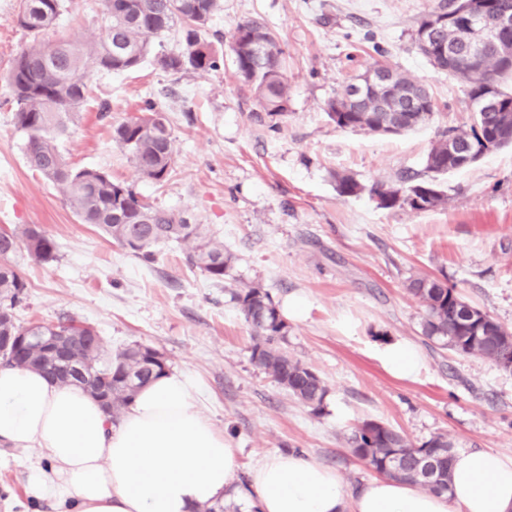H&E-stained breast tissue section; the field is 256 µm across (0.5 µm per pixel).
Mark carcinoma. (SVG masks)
<instances>
[{"label":"carcinoma","mask_w":512,"mask_h":512,"mask_svg":"<svg viewBox=\"0 0 512 512\" xmlns=\"http://www.w3.org/2000/svg\"><path fill=\"white\" fill-rule=\"evenodd\" d=\"M64 7L65 0H21L15 22L32 40L0 77L15 106V126L27 136L29 168L59 190L81 223L100 229L139 260L153 263L160 246L177 244L184 248L188 265L216 282L225 281L230 277L232 256L205 225L191 223L181 211L144 201L131 187L104 172L74 167L59 148L60 139L79 117L95 71L133 70L150 54L156 67L173 74L191 69L204 75L218 69L220 57L201 39V31L224 3L105 0L103 37L82 45L43 39V34L55 27ZM457 12V0H441L419 23ZM177 24L183 28L185 47L151 53L152 42ZM466 36L464 19L460 18L453 26L436 31L431 46L420 45L418 49L437 67L438 57L432 46L461 41ZM231 52L238 76L254 90L262 108L277 114L288 112V77L282 50L267 25L259 20L239 23L232 35ZM448 74L466 86L475 112L473 123L465 130L439 133L426 158V177L375 185L371 192L379 207L419 213L444 204L439 178L459 169L457 158L448 154L450 137L469 141L476 149L489 137L497 140V149L512 147V119L504 124L505 114L512 115V91L501 87L504 79L512 78V67H506L496 52L488 49L461 56L448 67ZM325 111L342 129L400 135L426 124L435 112V103L423 87L420 104L409 112H380L375 99L352 103L346 93L328 100ZM112 142L129 153L144 177L155 182L167 177L174 161L173 137L165 112L154 101H144L138 115L112 126ZM336 190L348 197L359 194L363 187L352 176L338 174ZM22 250L39 262L49 263L57 257V243L38 225H27L18 232H0V364L47 375L55 365L52 355L36 345L17 349L9 340L16 336H78L70 358L80 374L57 382L79 385L94 397L99 392L108 394L106 413L112 423H118L138 390L170 371L167 357L140 343L107 357L97 331L71 318L18 325L13 310L24 295L26 282L12 258ZM407 289L426 307L422 333L428 339L459 355H477L495 363L499 357L512 354V331L464 301L447 282L417 277L408 281ZM231 298L252 329L251 357L255 364L313 412L322 411L328 388L314 370L281 348L288 323L268 291L259 284H245L231 289ZM347 443L356 458L380 475L420 484L435 493L449 490L451 450L442 435L417 446L398 430L369 420L352 432Z\"/></svg>","instance_id":"1"}]
</instances>
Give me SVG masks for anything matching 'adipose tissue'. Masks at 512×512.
<instances>
[{
    "label": "adipose tissue",
    "mask_w": 512,
    "mask_h": 512,
    "mask_svg": "<svg viewBox=\"0 0 512 512\" xmlns=\"http://www.w3.org/2000/svg\"><path fill=\"white\" fill-rule=\"evenodd\" d=\"M0 444L35 450L29 493L75 512H197L238 480L235 448L179 371L143 387L115 425L80 386L1 368ZM451 475L448 494L388 477L350 493L336 471L276 453L248 477L258 512H512V459L461 451Z\"/></svg>",
    "instance_id": "1"
}]
</instances>
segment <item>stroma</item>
Here are the masks:
<instances>
[{
    "label": "stroma",
    "mask_w": 512,
    "mask_h": 512,
    "mask_svg": "<svg viewBox=\"0 0 512 512\" xmlns=\"http://www.w3.org/2000/svg\"><path fill=\"white\" fill-rule=\"evenodd\" d=\"M440 0H224L203 37L225 55L220 70L172 75L153 61L121 73L96 72L81 115L59 146L77 167L128 184L145 201L208 225L233 258L231 277L209 280L177 245L154 263L136 259L81 223L58 190L27 165L26 136L0 84V230L40 225L56 260L26 252L13 262L25 279L18 324L71 318L94 327L106 349L135 342L163 352L189 374L199 406L238 450L241 471L263 457L293 452L335 470L349 489L375 473L347 439L366 420L387 424L414 444L446 436L453 451L484 449L512 459V371L460 356L422 334L423 303L410 279L436 277L469 304L512 329V148L448 173L440 207L382 209L374 184L423 175L437 135L474 118L465 86L420 54L414 32ZM19 0H0V73L30 35L19 28ZM104 0H68L47 39H100ZM258 19L276 34L288 74L289 109L270 114L239 80L229 54L237 24ZM381 63L431 92L435 112L415 130L381 136L341 129L328 99ZM168 115L174 164L164 181L143 178L112 141V126L137 115L144 99ZM110 111H102V102ZM360 194L339 196L336 174ZM257 283L288 323V354L310 366L329 394L314 413L251 359V328L230 290ZM300 302L292 313L291 302ZM413 344L417 373L384 366L380 347ZM30 451L0 447V512H57L27 492Z\"/></svg>",
    "instance_id": "1"
}]
</instances>
